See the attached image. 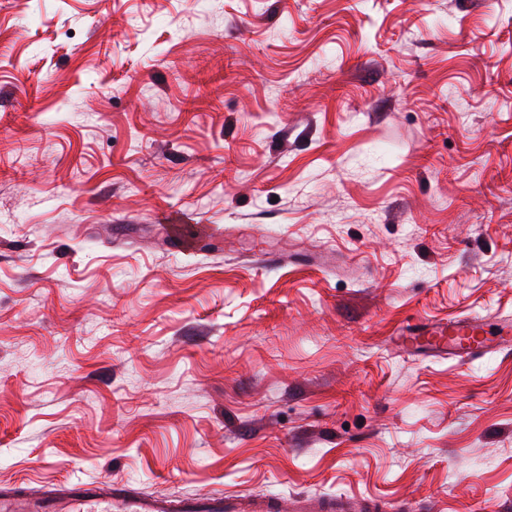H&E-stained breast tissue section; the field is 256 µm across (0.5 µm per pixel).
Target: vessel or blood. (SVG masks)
<instances>
[{
    "label": "vessel or blood",
    "mask_w": 512,
    "mask_h": 512,
    "mask_svg": "<svg viewBox=\"0 0 512 512\" xmlns=\"http://www.w3.org/2000/svg\"><path fill=\"white\" fill-rule=\"evenodd\" d=\"M478 320L457 322L445 336L433 337L432 351L473 360L486 355L490 346L478 332ZM185 512H269L270 502L233 494L205 495L184 503ZM164 500L127 492L123 486L104 482L88 489L78 482L31 498L0 490V512H166Z\"/></svg>",
    "instance_id": "1"
}]
</instances>
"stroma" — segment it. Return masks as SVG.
<instances>
[{"label":"stroma","mask_w":512,"mask_h":512,"mask_svg":"<svg viewBox=\"0 0 512 512\" xmlns=\"http://www.w3.org/2000/svg\"><path fill=\"white\" fill-rule=\"evenodd\" d=\"M68 481L512 512V0H0V486ZM479 320L457 322L448 336H433L431 351L473 360L491 351L488 340L478 333Z\"/></svg>","instance_id":"35a3bbf8"}]
</instances>
